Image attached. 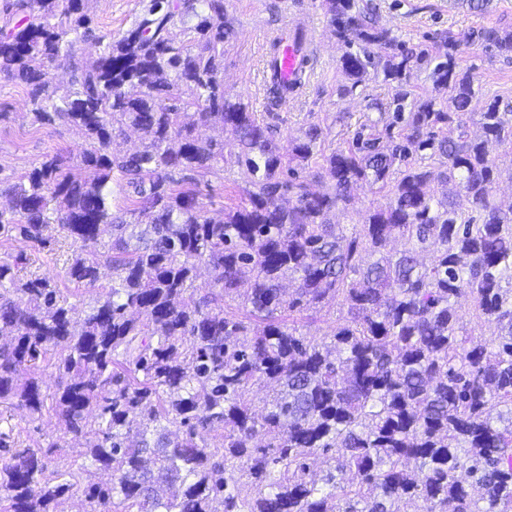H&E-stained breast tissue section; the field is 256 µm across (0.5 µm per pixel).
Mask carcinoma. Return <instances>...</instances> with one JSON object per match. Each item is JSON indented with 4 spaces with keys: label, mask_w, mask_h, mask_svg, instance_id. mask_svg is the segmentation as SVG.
I'll return each mask as SVG.
<instances>
[{
    "label": "carcinoma",
    "mask_w": 512,
    "mask_h": 512,
    "mask_svg": "<svg viewBox=\"0 0 512 512\" xmlns=\"http://www.w3.org/2000/svg\"><path fill=\"white\" fill-rule=\"evenodd\" d=\"M320 4L346 47L340 93L371 75L399 91L322 156L324 189L313 191L301 172L319 155L321 126L281 142L224 100V40L235 33L224 0H149L117 39L96 33L85 0L7 2L22 17L0 28V74L29 86L32 124L78 126L88 147L77 154L84 178L56 153L1 179L0 231L43 246L59 225L80 242L66 277L99 295L79 313L49 279L19 276L27 255L0 260V406L40 415L35 370L55 354L61 430L85 439L112 480L84 468L49 478L57 444L13 448L0 432L11 449L0 512H67L79 486L83 512H403L407 501L418 512H512V205L495 198L502 168L488 148L512 145V104L479 95L451 33L411 44L379 24L373 0ZM178 24L185 43L172 38ZM481 39L512 55L511 31ZM88 40L101 46L95 58L79 53ZM61 66L62 94L50 77ZM421 67L448 105L404 89ZM214 125L235 134L227 154L197 133ZM444 126L456 136L438 137ZM127 128L143 134L141 150L121 148ZM229 158L253 179L215 222L198 185ZM360 182L387 203L349 230L331 217ZM128 188L131 207L113 211ZM397 239L403 249L387 252ZM366 251L378 258L364 261ZM202 265L209 288L190 305ZM339 295L346 316L328 342L283 320ZM463 295L500 328L493 348L460 333ZM227 298L262 328L226 313ZM261 383L278 392L258 414ZM320 457L318 481L309 467Z\"/></svg>",
    "instance_id": "1"
}]
</instances>
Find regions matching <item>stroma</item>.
<instances>
[{"label": "stroma", "mask_w": 512, "mask_h": 512, "mask_svg": "<svg viewBox=\"0 0 512 512\" xmlns=\"http://www.w3.org/2000/svg\"><path fill=\"white\" fill-rule=\"evenodd\" d=\"M381 24L403 40L432 42L439 32H452L464 39L460 70L470 71L474 84L484 94L499 95L512 102V57L491 56L477 38L482 28L496 26L512 31V0H492L490 11L477 14L453 7L452 0H374ZM148 0H90L88 9L99 30L115 35L128 29L144 11ZM224 11L233 19L235 33L224 42L221 79L227 101L246 104L259 119L273 125L279 137L295 138L308 124L324 129V152L344 145L348 128L364 122L371 98L388 100L391 85L371 80L362 92L339 94L345 76L340 58L344 46L336 36L319 0H224ZM294 23L312 27L319 46L318 61L299 98L285 103L270 102L265 74L270 43L280 30ZM25 84L0 79V175L16 176L41 161L45 155H76L86 144L83 132L74 126H35L27 114ZM251 175L246 167L215 163L213 174L202 178L201 200L208 216L219 222L226 209L236 207ZM46 246L39 247L17 237L0 236V258L25 252L28 269L56 282L78 310H86L97 297L96 290L67 280V260L76 242L52 224L45 231ZM346 309L341 300H326L317 310L290 316L308 338L325 341L342 323ZM0 431L11 432L17 447H44L56 443L50 469L58 473L85 464L78 441L63 436L52 406H45L38 419L21 409L0 411Z\"/></svg>", "instance_id": "1"}]
</instances>
